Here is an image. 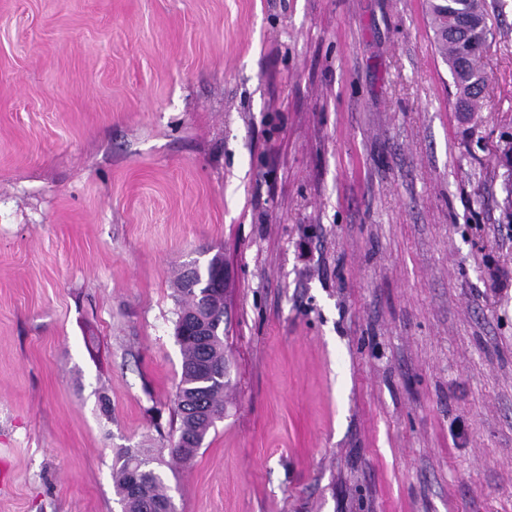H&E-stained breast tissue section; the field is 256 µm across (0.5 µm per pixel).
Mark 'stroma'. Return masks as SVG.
Here are the masks:
<instances>
[{
  "instance_id": "1",
  "label": "stroma",
  "mask_w": 512,
  "mask_h": 512,
  "mask_svg": "<svg viewBox=\"0 0 512 512\" xmlns=\"http://www.w3.org/2000/svg\"><path fill=\"white\" fill-rule=\"evenodd\" d=\"M456 112L425 0H0V512H512V0ZM224 416L172 462L175 280ZM111 400L103 416L100 396ZM156 460L153 448H122L115 455L112 479L121 512H175Z\"/></svg>"
}]
</instances>
